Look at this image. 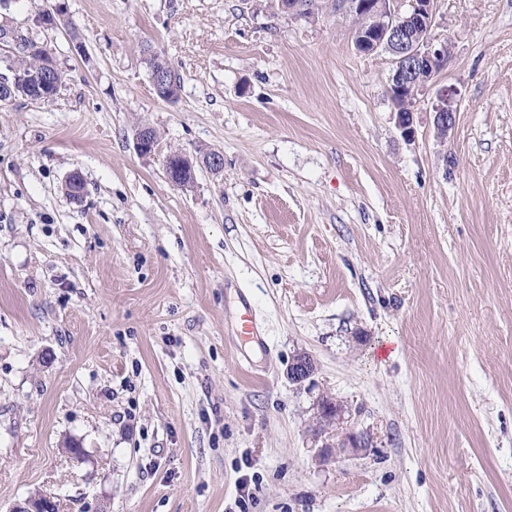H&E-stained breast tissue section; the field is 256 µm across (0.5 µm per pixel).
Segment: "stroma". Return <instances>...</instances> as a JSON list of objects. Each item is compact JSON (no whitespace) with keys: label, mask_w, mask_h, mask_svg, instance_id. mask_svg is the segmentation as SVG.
I'll return each mask as SVG.
<instances>
[{"label":"stroma","mask_w":512,"mask_h":512,"mask_svg":"<svg viewBox=\"0 0 512 512\" xmlns=\"http://www.w3.org/2000/svg\"><path fill=\"white\" fill-rule=\"evenodd\" d=\"M0 30L65 76L0 108V512H242L247 484L243 512H512V0L437 2L444 143L427 96L403 139L390 56L329 7L6 0ZM211 150L169 182L164 154ZM323 395L366 448L320 461ZM458 90L452 86H440L431 102L435 136L441 142H447L455 123L457 109L454 107ZM152 131L150 127L142 126L134 133V148L141 156L151 157L158 153L157 136L153 129ZM201 165L214 174H219L224 169V156L220 151L215 150L207 158L197 160L186 153L171 152L164 156L163 166L168 180L177 185L183 186L186 174L192 173L195 177L196 164ZM315 363L305 353L297 354L288 366V377L296 384L311 382L315 373Z\"/></svg>","instance_id":"35a3bbf8"}]
</instances>
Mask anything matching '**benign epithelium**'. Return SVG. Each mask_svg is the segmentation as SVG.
<instances>
[{"mask_svg": "<svg viewBox=\"0 0 512 512\" xmlns=\"http://www.w3.org/2000/svg\"><path fill=\"white\" fill-rule=\"evenodd\" d=\"M437 0H336V13L362 20L355 34L354 45L361 53L383 51L391 58L392 69L388 77L387 96L392 99L408 88L414 81L412 98L433 89L431 102L435 136L447 142L455 123L457 109L454 107L458 90L452 86H436L439 73L444 68L449 53V41L432 36L435 26ZM43 68L30 75L14 73L0 80V103L5 105L18 97L36 103H50L58 89L49 88L54 61L50 53H44ZM155 94H165L172 83L170 69H154L149 72ZM395 124L403 138H415L414 111L392 112ZM134 148L145 157L158 153L159 147L151 128L142 126L134 133ZM201 164L214 174L224 169V156L214 151L208 157L197 160L185 153L171 152L164 156L163 166L168 180L181 186L186 175L195 173L196 164ZM315 363L310 356L300 353L288 366V377L296 384L312 380ZM319 425L315 437L322 441V454L332 455V449L342 448L358 451L365 447L362 434L348 427L343 406L328 397L317 401Z\"/></svg>", "mask_w": 512, "mask_h": 512, "instance_id": "benign-epithelium-1", "label": "benign epithelium"}]
</instances>
